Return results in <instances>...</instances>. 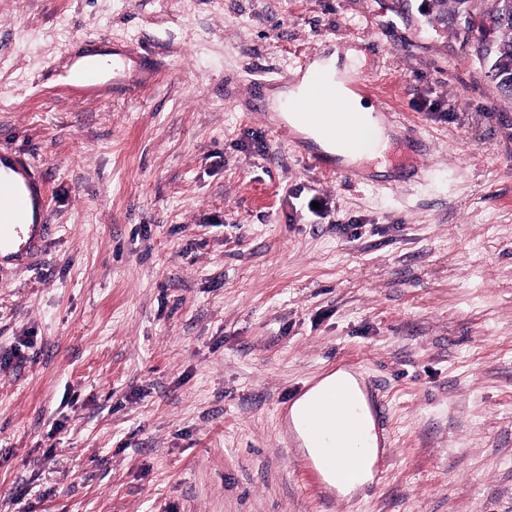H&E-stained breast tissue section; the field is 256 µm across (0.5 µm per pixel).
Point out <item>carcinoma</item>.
<instances>
[{
	"mask_svg": "<svg viewBox=\"0 0 512 512\" xmlns=\"http://www.w3.org/2000/svg\"><path fill=\"white\" fill-rule=\"evenodd\" d=\"M428 14L435 20L456 25L469 24L473 13L472 0H428ZM481 30L500 34L499 39L488 46H480V52L490 58V71L498 91L512 97V0H493L490 9L480 13Z\"/></svg>",
	"mask_w": 512,
	"mask_h": 512,
	"instance_id": "carcinoma-1",
	"label": "carcinoma"
}]
</instances>
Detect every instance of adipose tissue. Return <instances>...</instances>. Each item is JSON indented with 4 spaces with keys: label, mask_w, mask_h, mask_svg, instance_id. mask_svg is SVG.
I'll use <instances>...</instances> for the list:
<instances>
[{
    "label": "adipose tissue",
    "mask_w": 512,
    "mask_h": 512,
    "mask_svg": "<svg viewBox=\"0 0 512 512\" xmlns=\"http://www.w3.org/2000/svg\"><path fill=\"white\" fill-rule=\"evenodd\" d=\"M363 56L354 49L346 50L344 55H331L316 60L301 75L289 92H274V99L292 98L303 95L305 88L317 74L324 73L334 82L350 110L362 113L372 133L374 145L370 150L354 152L347 155L348 163L360 167L371 166L382 159L390 148V135L382 116L377 115L376 108L364 98L352 93L347 87L348 75L356 66L361 65ZM336 391L344 395L352 405L350 419L349 446L342 449L336 457H327L326 440L314 438L310 433L309 421L317 411V405L325 392ZM290 422L297 433L305 453L322 471L325 481L339 494L348 496L358 488L373 481L379 457V440L367 397L357 377L346 371L329 374L311 387L301 398L296 400L289 412ZM357 463L358 474L355 478L344 479L340 471L344 464Z\"/></svg>",
    "instance_id": "ef3b65f1"
}]
</instances>
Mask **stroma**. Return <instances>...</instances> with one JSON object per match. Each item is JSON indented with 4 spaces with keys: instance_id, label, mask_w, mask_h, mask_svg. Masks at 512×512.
Wrapping results in <instances>:
<instances>
[{
    "instance_id": "obj_1",
    "label": "stroma",
    "mask_w": 512,
    "mask_h": 512,
    "mask_svg": "<svg viewBox=\"0 0 512 512\" xmlns=\"http://www.w3.org/2000/svg\"><path fill=\"white\" fill-rule=\"evenodd\" d=\"M426 0H0V153L52 226L0 262V512H321L285 413L351 361L391 402L330 512H512V99ZM150 48L154 82L65 71ZM354 48L425 139L347 180L266 122ZM67 84L80 92L95 93L103 85V72L96 54H88L81 65H71L66 72Z\"/></svg>"
}]
</instances>
